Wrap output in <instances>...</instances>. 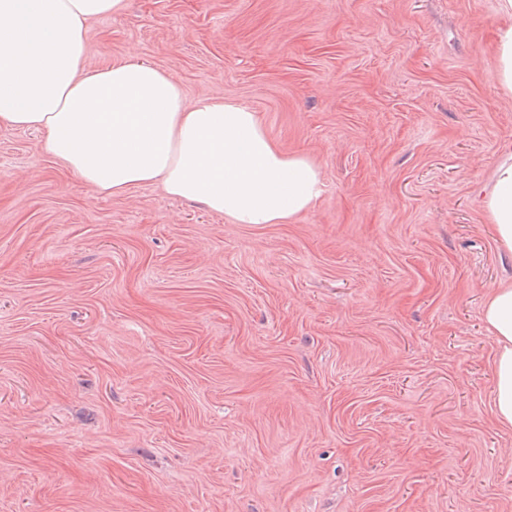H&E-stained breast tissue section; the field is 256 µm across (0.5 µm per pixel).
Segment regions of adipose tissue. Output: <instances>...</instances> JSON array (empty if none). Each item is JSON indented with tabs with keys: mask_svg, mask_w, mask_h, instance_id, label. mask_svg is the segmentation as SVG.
<instances>
[{
	"mask_svg": "<svg viewBox=\"0 0 512 512\" xmlns=\"http://www.w3.org/2000/svg\"><path fill=\"white\" fill-rule=\"evenodd\" d=\"M121 0H0V125L45 129L46 149L95 191L124 194L158 183L239 224H276L321 193L318 167L284 153L255 112L221 97L186 102L155 66L123 62L79 74L84 27ZM482 206L512 252V151L497 161ZM498 346L494 406L512 426V283L484 308Z\"/></svg>",
	"mask_w": 512,
	"mask_h": 512,
	"instance_id": "adipose-tissue-1",
	"label": "adipose tissue"
}]
</instances>
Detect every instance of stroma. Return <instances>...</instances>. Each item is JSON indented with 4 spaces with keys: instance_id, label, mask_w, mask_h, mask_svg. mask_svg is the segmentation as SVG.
Wrapping results in <instances>:
<instances>
[{
    "instance_id": "1",
    "label": "stroma",
    "mask_w": 512,
    "mask_h": 512,
    "mask_svg": "<svg viewBox=\"0 0 512 512\" xmlns=\"http://www.w3.org/2000/svg\"><path fill=\"white\" fill-rule=\"evenodd\" d=\"M499 0H122L146 61L256 112L323 192L237 224L95 192L0 127V512H512L480 204L512 95ZM495 53L498 80L504 92L512 93V23L501 27L497 34Z\"/></svg>"
}]
</instances>
